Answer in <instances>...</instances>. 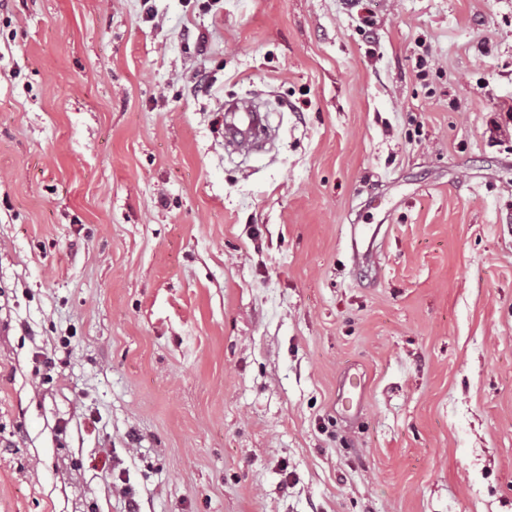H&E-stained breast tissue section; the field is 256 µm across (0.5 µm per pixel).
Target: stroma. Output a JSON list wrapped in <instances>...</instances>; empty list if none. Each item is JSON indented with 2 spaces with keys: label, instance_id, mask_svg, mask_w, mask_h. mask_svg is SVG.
Returning <instances> with one entry per match:
<instances>
[{
  "label": "stroma",
  "instance_id": "stroma-1",
  "mask_svg": "<svg viewBox=\"0 0 512 512\" xmlns=\"http://www.w3.org/2000/svg\"><path fill=\"white\" fill-rule=\"evenodd\" d=\"M511 106L512 0H0V512H512Z\"/></svg>",
  "mask_w": 512,
  "mask_h": 512
}]
</instances>
